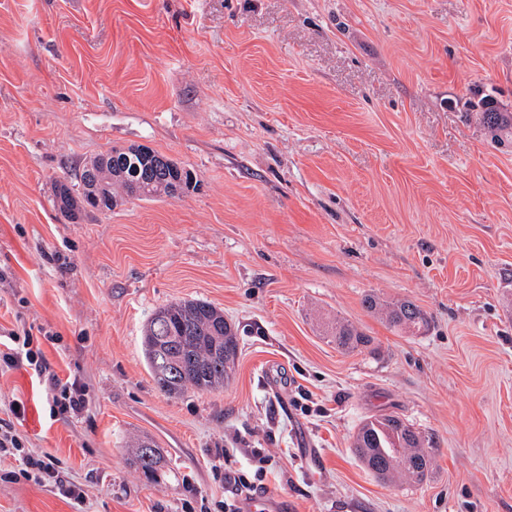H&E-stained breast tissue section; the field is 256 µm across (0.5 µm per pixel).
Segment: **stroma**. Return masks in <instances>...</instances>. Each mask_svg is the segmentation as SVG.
<instances>
[{
    "instance_id": "35a3bbf8",
    "label": "stroma",
    "mask_w": 512,
    "mask_h": 512,
    "mask_svg": "<svg viewBox=\"0 0 512 512\" xmlns=\"http://www.w3.org/2000/svg\"><path fill=\"white\" fill-rule=\"evenodd\" d=\"M483 97L512 112V0H0V336L91 396L61 417L0 363V417L23 403L25 448L86 492L0 476V512H224L225 470L265 458L282 512H512V145ZM133 144L196 188L65 221L55 180ZM370 292L429 330L393 331ZM190 299L238 356L222 389L170 397L144 325ZM338 317L371 348L338 351ZM382 414L429 438L422 484L357 459ZM483 112H480V123L494 142L499 144L512 143V113L497 112L489 100L482 101ZM362 303L367 311L380 315L395 330L421 333L430 327L427 314L411 300L384 303L376 294L368 293L364 295ZM161 452L159 448L149 441H139L131 449L130 462L146 478L155 480L159 476L161 466Z\"/></svg>"
}]
</instances>
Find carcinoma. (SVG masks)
<instances>
[{
  "label": "carcinoma",
  "instance_id": "carcinoma-1",
  "mask_svg": "<svg viewBox=\"0 0 512 512\" xmlns=\"http://www.w3.org/2000/svg\"><path fill=\"white\" fill-rule=\"evenodd\" d=\"M480 123L499 144L512 143V113L499 112L482 101ZM192 172L179 162L144 145L111 148L92 157L79 170L77 181L57 180L55 206L67 221L89 210L110 211L123 199L153 200L193 187ZM363 306L379 315L395 330L425 332L427 314L411 300L384 303L374 293L364 295ZM237 329L224 313L205 300H190L156 308L143 336V356L160 392L175 396L188 389L206 391L224 384L238 351ZM331 336L336 349L353 353L371 344V338L355 325L336 321ZM425 439L396 415L370 417L354 436V452L379 480L400 479L422 483L431 467ZM131 464L155 480L161 466L160 449L140 441L131 449Z\"/></svg>",
  "mask_w": 512,
  "mask_h": 512
}]
</instances>
